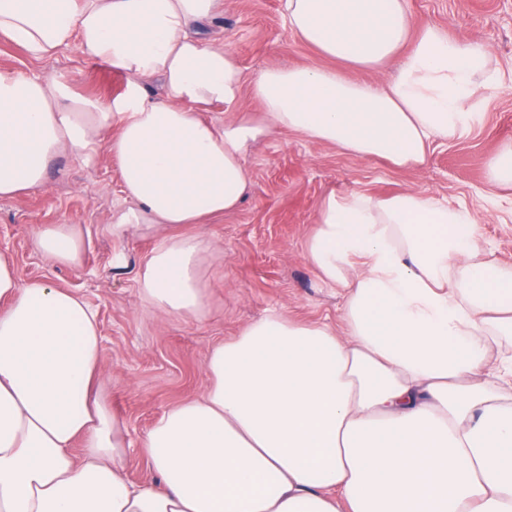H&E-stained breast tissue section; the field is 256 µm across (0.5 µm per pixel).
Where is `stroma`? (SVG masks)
Listing matches in <instances>:
<instances>
[{
    "instance_id": "obj_1",
    "label": "stroma",
    "mask_w": 512,
    "mask_h": 512,
    "mask_svg": "<svg viewBox=\"0 0 512 512\" xmlns=\"http://www.w3.org/2000/svg\"><path fill=\"white\" fill-rule=\"evenodd\" d=\"M409 5L415 28L436 25L461 41L479 42L490 51L493 69L512 73V0H409ZM205 32L236 53L248 81L269 67L326 64L290 30L282 0H226L223 14L207 23ZM49 68L67 76L82 97L104 105L115 96L117 73L78 52ZM476 109L481 117L475 127L456 140L435 142L416 169L286 130L256 143L245 158L253 189L242 205L181 227L211 245L202 270L207 313L200 319L163 318L141 301L137 272L159 239L109 235L112 212L124 203L109 156L92 167L59 157L46 187L0 199V250L13 257L18 278L76 291L98 312L106 367L102 387L130 442L124 460L130 481L155 482L140 444L165 410L206 392L205 361L213 346L273 311L297 322L338 324L340 289L323 282L306 257L325 195L360 191L382 199L425 190L479 214L483 245L512 265V188L490 187L486 177L488 158L512 142V92L488 83ZM40 224L82 225L88 244L81 268L49 264L33 251L31 235Z\"/></svg>"
}]
</instances>
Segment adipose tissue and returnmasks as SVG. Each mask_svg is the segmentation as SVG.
Here are the masks:
<instances>
[{"mask_svg": "<svg viewBox=\"0 0 512 512\" xmlns=\"http://www.w3.org/2000/svg\"><path fill=\"white\" fill-rule=\"evenodd\" d=\"M289 28L328 67H271L247 119L234 52L203 25L224 0H0V36L33 67L0 72V198L45 186L62 154L117 164L126 204L109 233H161L141 297L164 317L207 311L210 245L174 226L237 209L249 147L278 130L416 167L478 120L489 52L414 31L409 0H284ZM126 78L102 107L43 71L71 49ZM377 85L364 74L390 64ZM161 78L164 98L146 85ZM223 107V123L203 119ZM78 224H42L32 247L81 268ZM307 259L342 289L340 327L272 312L215 346L207 392L142 441L156 485L126 479L130 443L92 384L104 370L82 295L22 282L0 252V512H512V266L468 209L409 189L321 201ZM81 454H74V446Z\"/></svg>", "mask_w": 512, "mask_h": 512, "instance_id": "1", "label": "adipose tissue"}]
</instances>
